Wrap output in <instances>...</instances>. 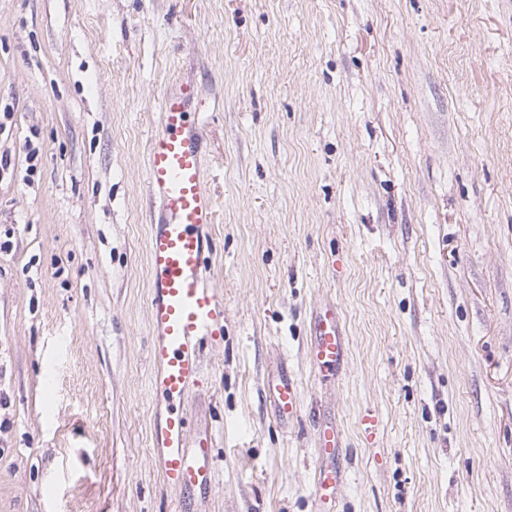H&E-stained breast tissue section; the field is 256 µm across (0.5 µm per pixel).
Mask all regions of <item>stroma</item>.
Masks as SVG:
<instances>
[{
    "instance_id": "35a3bbf8",
    "label": "stroma",
    "mask_w": 512,
    "mask_h": 512,
    "mask_svg": "<svg viewBox=\"0 0 512 512\" xmlns=\"http://www.w3.org/2000/svg\"><path fill=\"white\" fill-rule=\"evenodd\" d=\"M180 84L224 296L177 405L204 498L152 447L147 153ZM0 157V512H316L323 425L333 512H512V0H0ZM313 336L311 366L323 379L334 378L347 357V341L333 305H325L315 311ZM270 399L279 416L283 420L294 418L300 410V389L297 383L281 375L269 387ZM339 433L333 427L319 430L315 448L317 466L314 474V494L322 502L336 500V490L342 484V476L336 465H328L327 459L340 448Z\"/></svg>"
}]
</instances>
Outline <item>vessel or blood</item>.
I'll list each match as a JSON object with an SVG mask.
<instances>
[{"mask_svg": "<svg viewBox=\"0 0 512 512\" xmlns=\"http://www.w3.org/2000/svg\"><path fill=\"white\" fill-rule=\"evenodd\" d=\"M189 88L166 95L161 104L160 131L148 154L150 188L162 204L152 225L146 253L151 269L149 321L151 328V388L162 397L166 412L154 429L153 448L164 484L175 491L210 486L215 464L208 441L189 447L186 422L175 407L201 383L199 349L202 341L223 331L224 299L209 283L205 258L212 245L216 206L206 186L203 134L186 120ZM310 362L322 378L335 377L347 356V341L334 306L313 315ZM281 419L300 410V389L287 376L269 387ZM341 445L335 428H321L316 442L314 494L323 502L336 499L342 476L328 459Z\"/></svg>", "mask_w": 512, "mask_h": 512, "instance_id": "1", "label": "vessel or blood"}]
</instances>
